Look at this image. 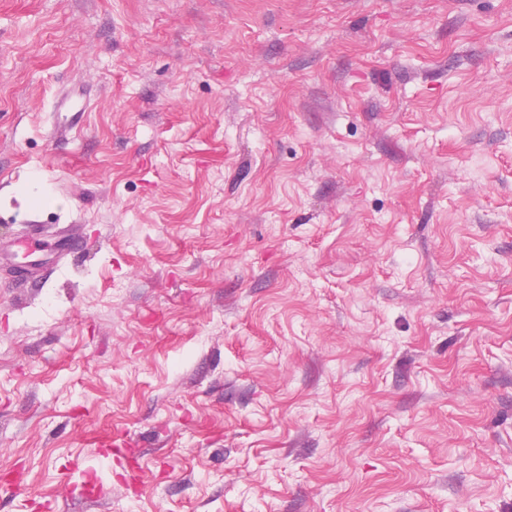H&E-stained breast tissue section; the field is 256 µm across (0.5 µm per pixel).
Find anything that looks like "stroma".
<instances>
[{"instance_id":"stroma-1","label":"stroma","mask_w":512,"mask_h":512,"mask_svg":"<svg viewBox=\"0 0 512 512\" xmlns=\"http://www.w3.org/2000/svg\"><path fill=\"white\" fill-rule=\"evenodd\" d=\"M3 246L0 512H512V0H0ZM124 445L113 440V448H101L94 457L95 464L91 468L81 469L85 473V484L89 487H96L97 476L100 472L112 471V461L120 459L124 455Z\"/></svg>"}]
</instances>
